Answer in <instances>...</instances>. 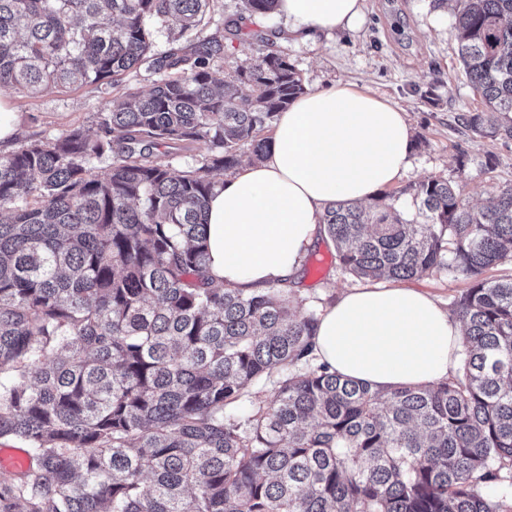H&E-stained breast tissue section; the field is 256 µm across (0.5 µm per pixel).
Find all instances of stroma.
Instances as JSON below:
<instances>
[{"label":"stroma","instance_id":"obj_1","mask_svg":"<svg viewBox=\"0 0 512 512\" xmlns=\"http://www.w3.org/2000/svg\"><path fill=\"white\" fill-rule=\"evenodd\" d=\"M364 14L357 29L306 42L285 39L288 23L283 17H263L259 39L226 42L219 71L227 73L229 67L266 52L265 37L281 34L280 44L287 47L307 89L352 82L405 110L413 150L396 188L444 177L462 185L471 205L487 204L499 185L512 182V139H477L457 122L460 113L480 110L483 104L454 54L456 31L448 5L441 0H364ZM8 94L20 117L21 144L78 126L94 130V114L108 111L112 100L92 85L36 95L12 88ZM461 154L469 159L462 171L456 161ZM490 154L496 166L485 175L481 168ZM360 285L341 270L333 246L323 240L304 256L295 290L303 309L321 313L341 291ZM410 285L429 293L447 310L470 281L462 274L435 269Z\"/></svg>","mask_w":512,"mask_h":512}]
</instances>
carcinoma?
I'll list each match as a JSON object with an SVG mask.
<instances>
[{
    "instance_id": "cac0c4a2",
    "label": "carcinoma",
    "mask_w": 512,
    "mask_h": 512,
    "mask_svg": "<svg viewBox=\"0 0 512 512\" xmlns=\"http://www.w3.org/2000/svg\"><path fill=\"white\" fill-rule=\"evenodd\" d=\"M215 2L0 0V87L113 92L96 133L0 154V440L29 457L0 467V512H504L512 277L486 272L512 261V185L484 207L430 177L325 208L353 276L444 267L470 287L454 302L459 366L436 385L373 390L315 364L319 317L292 289L246 294L209 276L215 175L264 159L266 132L307 92L280 49L216 80L224 41L277 0H240L223 34L204 36ZM451 2L483 103L458 122L512 139V0ZM197 142L207 153L175 169L174 150Z\"/></svg>"
}]
</instances>
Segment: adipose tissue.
<instances>
[{"mask_svg": "<svg viewBox=\"0 0 512 512\" xmlns=\"http://www.w3.org/2000/svg\"><path fill=\"white\" fill-rule=\"evenodd\" d=\"M288 37L356 28L363 0H279ZM412 138L395 102L338 83L306 92L274 124L265 159L217 186L206 212L209 274L254 293L294 278L333 202H370L406 167ZM462 327L415 288L344 291L320 317L314 353L374 389L433 385L456 369Z\"/></svg>", "mask_w": 512, "mask_h": 512, "instance_id": "obj_1", "label": "adipose tissue"}]
</instances>
